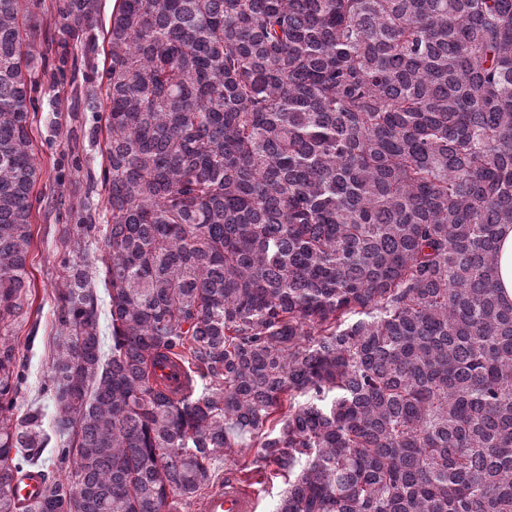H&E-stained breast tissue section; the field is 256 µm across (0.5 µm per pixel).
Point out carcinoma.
Segmentation results:
<instances>
[{
    "instance_id": "carcinoma-1",
    "label": "carcinoma",
    "mask_w": 512,
    "mask_h": 512,
    "mask_svg": "<svg viewBox=\"0 0 512 512\" xmlns=\"http://www.w3.org/2000/svg\"><path fill=\"white\" fill-rule=\"evenodd\" d=\"M116 2L112 346L67 262L50 434L0 336V512H180L223 459L283 476L276 512H512V0ZM55 9L96 53L99 0ZM27 28L0 0L1 321L31 288ZM499 274L505 298L512 302V225L505 224L501 233Z\"/></svg>"
}]
</instances>
